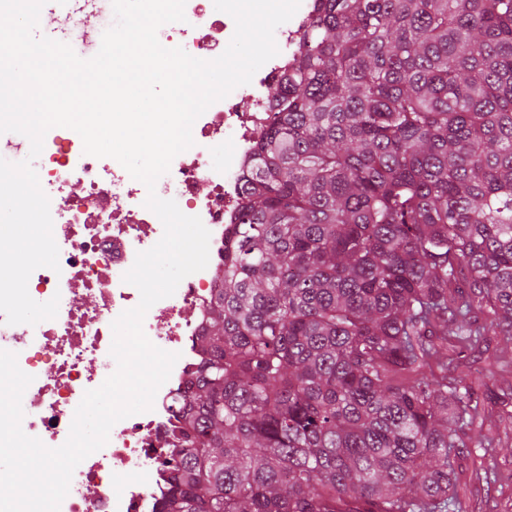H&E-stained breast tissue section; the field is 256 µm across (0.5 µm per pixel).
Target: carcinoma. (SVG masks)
I'll use <instances>...</instances> for the list:
<instances>
[{
    "label": "carcinoma",
    "instance_id": "1",
    "mask_svg": "<svg viewBox=\"0 0 512 512\" xmlns=\"http://www.w3.org/2000/svg\"><path fill=\"white\" fill-rule=\"evenodd\" d=\"M273 98L161 512H452L507 397L512 0H319ZM490 337L489 350L476 349L470 354V362L475 360L473 368L482 372L489 392L497 394L512 386V335Z\"/></svg>",
    "mask_w": 512,
    "mask_h": 512
}]
</instances>
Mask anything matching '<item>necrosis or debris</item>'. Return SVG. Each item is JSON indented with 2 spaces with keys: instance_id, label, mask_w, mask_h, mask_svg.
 Segmentation results:
<instances>
[{
  "instance_id": "obj_1",
  "label": "necrosis or debris",
  "mask_w": 512,
  "mask_h": 512,
  "mask_svg": "<svg viewBox=\"0 0 512 512\" xmlns=\"http://www.w3.org/2000/svg\"><path fill=\"white\" fill-rule=\"evenodd\" d=\"M313 4L301 0L295 15L277 29L279 55L256 72L242 93L215 102L195 121L193 146L177 155L156 183L159 197L175 200L185 215L200 217L209 230V263L147 312V337L179 358L152 410L117 422L106 446L76 467L60 512L161 510L159 491L166 478L162 462L175 436L183 390L200 361L195 342L206 329L220 286L224 238L242 202L243 177L255 148L277 118L273 90L295 57ZM99 9L107 12L111 6L85 0L61 15L66 43L77 41L87 49L98 43V32L87 25L86 16ZM185 16V21L159 29L160 43L183 47L203 60L220 56L235 31L232 17L216 11L212 0H187ZM29 152L24 135L0 134V158L32 159L50 199L60 268L36 269L28 291L38 302L58 298L59 308L56 318L34 326L7 324L0 313V349L16 353L20 369L33 378L23 395V431L57 448L68 438L85 391L101 386L116 369L110 354L111 324L140 300L137 288L123 276L138 252L161 239L164 228L144 205L146 186L115 159L85 154L74 130L52 128L41 154L33 159ZM74 184L81 186V195L71 193ZM80 295L92 297V305H77Z\"/></svg>"
}]
</instances>
